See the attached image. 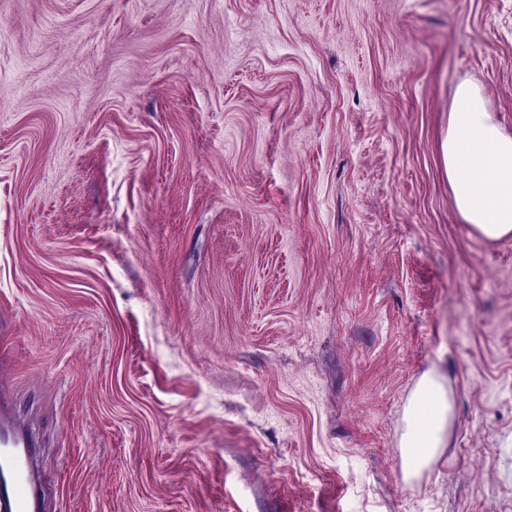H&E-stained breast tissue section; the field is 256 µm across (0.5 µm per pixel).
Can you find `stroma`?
<instances>
[{"label": "stroma", "mask_w": 512, "mask_h": 512, "mask_svg": "<svg viewBox=\"0 0 512 512\" xmlns=\"http://www.w3.org/2000/svg\"><path fill=\"white\" fill-rule=\"evenodd\" d=\"M512 0H0V351L46 512H512ZM441 377L443 454L404 478ZM441 148L445 174L463 219L488 240L509 236L512 135L504 133L487 112L475 87L457 88ZM452 415V402L442 379L425 374L405 408L400 448L406 478L419 475L442 455L446 448L445 429L449 428Z\"/></svg>", "instance_id": "1"}]
</instances>
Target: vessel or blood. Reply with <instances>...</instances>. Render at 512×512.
Listing matches in <instances>:
<instances>
[{"label": "vessel or blood", "instance_id": "1", "mask_svg": "<svg viewBox=\"0 0 512 512\" xmlns=\"http://www.w3.org/2000/svg\"><path fill=\"white\" fill-rule=\"evenodd\" d=\"M11 373L0 360V512H44V489L30 466L36 440L14 419Z\"/></svg>", "mask_w": 512, "mask_h": 512}]
</instances>
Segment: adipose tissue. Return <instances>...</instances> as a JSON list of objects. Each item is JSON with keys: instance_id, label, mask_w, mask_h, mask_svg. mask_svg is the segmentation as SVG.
Segmentation results:
<instances>
[{"instance_id": "ef3b65f1", "label": "adipose tissue", "mask_w": 512, "mask_h": 512, "mask_svg": "<svg viewBox=\"0 0 512 512\" xmlns=\"http://www.w3.org/2000/svg\"><path fill=\"white\" fill-rule=\"evenodd\" d=\"M442 157L463 219L489 240L512 235V135L494 121L473 86L463 84L456 90ZM452 415L441 378L424 375L405 408L400 442L405 477L419 475L442 455Z\"/></svg>"}]
</instances>
